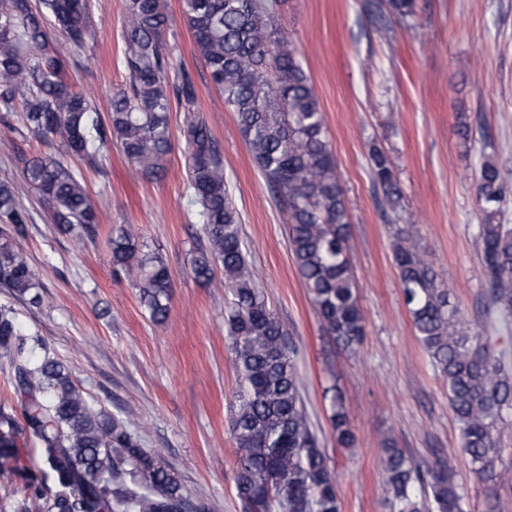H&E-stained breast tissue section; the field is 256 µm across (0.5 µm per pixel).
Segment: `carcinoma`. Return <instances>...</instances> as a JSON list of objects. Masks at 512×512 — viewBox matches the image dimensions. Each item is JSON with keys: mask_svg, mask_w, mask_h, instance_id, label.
Masks as SVG:
<instances>
[{"mask_svg": "<svg viewBox=\"0 0 512 512\" xmlns=\"http://www.w3.org/2000/svg\"><path fill=\"white\" fill-rule=\"evenodd\" d=\"M121 26L122 65L128 86L112 95L111 111L97 108L69 81L70 61L57 39L85 48L90 0H0V112L19 113L21 124L48 139L59 134L64 152L25 161V181L68 232L96 223L75 156L96 161L109 143L119 146L143 175L164 172L173 151L169 112L185 114L187 197L202 224L204 242L191 260L195 278L224 271L230 295L224 323L239 385L231 433L238 447L236 487L243 512H340L336 481L309 421L296 371L298 350L269 307L250 269L241 216L224 177V156L200 115L196 86L176 69L166 39V0H126ZM280 0H183L186 25L210 81L235 114L264 181L288 215V236L298 273L325 335L352 348L361 343L360 308L348 250L350 214L324 115L303 61L278 25ZM371 8L405 18L414 0H383ZM369 170L382 202L401 207L402 191L390 156L374 145ZM484 214L481 263L491 308L512 314V228L497 222L503 200L497 163L484 159L476 177ZM33 216L11 181H0V288L44 303L21 241ZM392 255L404 303L432 366L448 386L461 448L485 483L501 479L498 425L512 410V373L504 353L475 333L442 287L425 253L403 228ZM112 265L132 277L152 321L169 315L173 281L162 259L143 252L122 225L112 230ZM36 336L22 334L15 309L0 305V357L21 398V416L0 410V473H19V445L38 449L51 486L29 480L14 506L0 512H186L177 473L158 454L141 448L128 424L97 409L67 367L44 355ZM330 426L343 447L354 443L336 388ZM389 512H462L451 459L426 467L412 463L392 440L381 448Z\"/></svg>", "mask_w": 512, "mask_h": 512, "instance_id": "obj_1", "label": "carcinoma"}]
</instances>
